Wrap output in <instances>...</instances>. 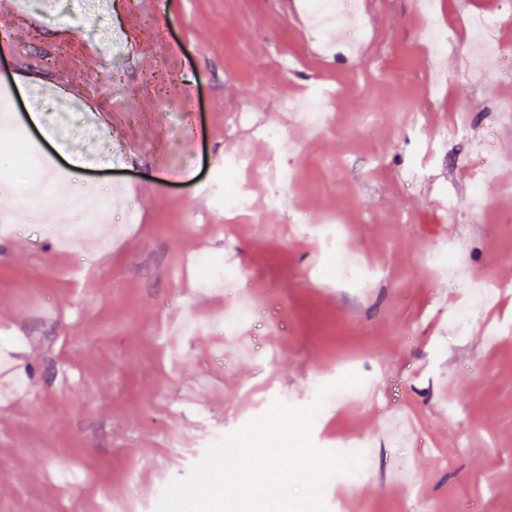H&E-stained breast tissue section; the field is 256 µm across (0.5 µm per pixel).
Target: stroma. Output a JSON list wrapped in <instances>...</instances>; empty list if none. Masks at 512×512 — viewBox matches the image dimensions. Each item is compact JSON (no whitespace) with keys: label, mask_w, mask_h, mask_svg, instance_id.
Masks as SVG:
<instances>
[{"label":"stroma","mask_w":512,"mask_h":512,"mask_svg":"<svg viewBox=\"0 0 512 512\" xmlns=\"http://www.w3.org/2000/svg\"><path fill=\"white\" fill-rule=\"evenodd\" d=\"M352 0L350 41L328 42L305 0H111L31 35L0 12V85H11L16 137L0 140V512H155L216 436L264 414L273 399L310 404L318 386L354 371L318 414L312 440L363 452V468L327 485L342 512H512V165L474 212L476 141L512 155L495 113L512 74L472 50L470 14L497 0ZM169 31L157 41L156 24ZM457 41L436 57L429 24ZM122 27L137 50L115 60V99L138 116L112 121L110 157L81 134L57 143L30 118L27 89L70 87L100 66L96 35ZM337 95L320 128L284 100ZM193 121L177 111L185 97ZM287 143L273 150L260 128ZM247 150L252 212L225 213L224 164ZM65 167L42 205L29 163ZM292 170L284 203L264 199L272 167ZM106 199L108 243L63 245L74 195ZM456 222L435 232L439 204ZM339 226L367 282L337 283L319 238ZM499 285L461 329L460 298L429 269L444 240ZM206 253L232 269L212 289ZM246 299L257 322L224 331ZM196 266L200 274L209 281L224 282V286L228 287L234 283L235 275L224 271L223 264L211 256L201 255L196 259Z\"/></svg>","instance_id":"obj_1"}]
</instances>
